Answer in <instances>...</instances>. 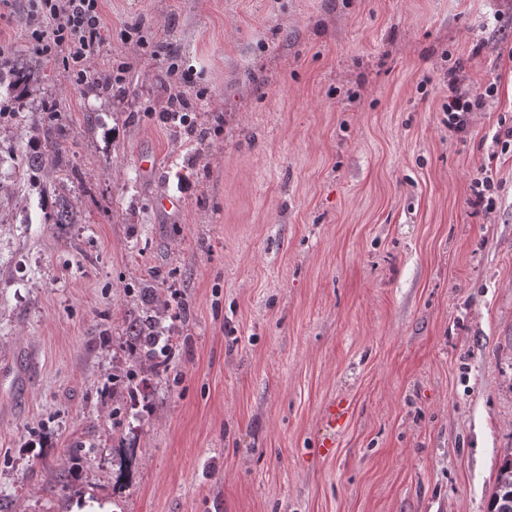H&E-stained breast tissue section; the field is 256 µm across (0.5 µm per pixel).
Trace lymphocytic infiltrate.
Wrapping results in <instances>:
<instances>
[{
	"label": "lymphocytic infiltrate",
	"instance_id": "obj_1",
	"mask_svg": "<svg viewBox=\"0 0 512 512\" xmlns=\"http://www.w3.org/2000/svg\"><path fill=\"white\" fill-rule=\"evenodd\" d=\"M28 39L37 54L61 65L68 84L81 86L94 83L105 88L123 83L133 64L129 61L112 64L103 50L108 28L101 13V0H25ZM158 73L166 74L170 84L179 86V94L169 97V107L161 118L170 124L182 121L186 134H193L195 124L190 118L199 101L207 97L206 90L187 96L192 86L190 72L179 70L161 54H154ZM498 93L496 84L477 89L462 88L456 72L448 74V129L456 135H466L473 113L483 111Z\"/></svg>",
	"mask_w": 512,
	"mask_h": 512
}]
</instances>
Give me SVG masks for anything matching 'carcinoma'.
<instances>
[{"label":"carcinoma","instance_id":"obj_1","mask_svg":"<svg viewBox=\"0 0 512 512\" xmlns=\"http://www.w3.org/2000/svg\"><path fill=\"white\" fill-rule=\"evenodd\" d=\"M29 74L30 70L15 67L9 72L0 73V80L4 79L11 87L17 88L28 81ZM48 156L56 161L63 157L62 145L49 130L45 132L39 150L25 154L23 163L36 175L43 170ZM165 317L184 320L187 318V310L183 306L175 307L154 294L129 314V336L136 347V363L147 376L167 373L170 357L179 343L178 326H164L162 319ZM143 384L144 381L138 382L132 377L126 379L120 385L123 397L132 404H137L139 397L143 395ZM489 512H512V456L504 458L500 467Z\"/></svg>","mask_w":512,"mask_h":512}]
</instances>
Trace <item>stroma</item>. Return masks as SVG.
Listing matches in <instances>:
<instances>
[{
    "mask_svg": "<svg viewBox=\"0 0 512 512\" xmlns=\"http://www.w3.org/2000/svg\"><path fill=\"white\" fill-rule=\"evenodd\" d=\"M122 87L70 86L0 19V512H488L512 453V0H104ZM162 50L208 91L154 113ZM497 83L449 131L448 68ZM50 128L66 152L22 171ZM159 160L153 173L138 159ZM492 170L493 209L469 203ZM168 195L179 208L163 211ZM75 221L56 224L57 197ZM190 308L114 408L144 288ZM353 415L332 457L321 413ZM195 99L188 97L185 92H179V94L175 96H170L168 98L169 106L166 110H161L160 115L165 124H171L177 121L178 118L181 126L186 134H195V124L191 119V112H194L197 108V101H203L207 98V91L205 89L197 90L195 92ZM183 109V112H174L176 108ZM178 114H182L181 117ZM189 114V115H188ZM183 117H187V120H184V124L182 122Z\"/></svg>",
    "mask_w": 512,
    "mask_h": 512,
    "instance_id": "1",
    "label": "stroma"
}]
</instances>
